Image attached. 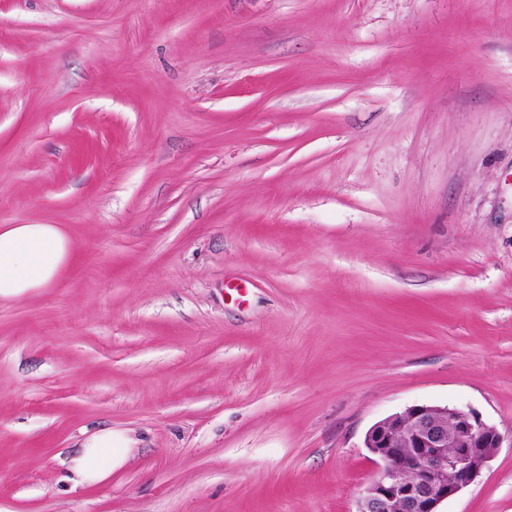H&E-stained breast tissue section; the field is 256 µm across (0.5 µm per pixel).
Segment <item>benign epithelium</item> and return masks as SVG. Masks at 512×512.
Listing matches in <instances>:
<instances>
[{
    "label": "benign epithelium",
    "mask_w": 512,
    "mask_h": 512,
    "mask_svg": "<svg viewBox=\"0 0 512 512\" xmlns=\"http://www.w3.org/2000/svg\"><path fill=\"white\" fill-rule=\"evenodd\" d=\"M502 443L472 410L416 404L392 414L366 433L375 473L356 512H439L478 480Z\"/></svg>",
    "instance_id": "7a95c632"
}]
</instances>
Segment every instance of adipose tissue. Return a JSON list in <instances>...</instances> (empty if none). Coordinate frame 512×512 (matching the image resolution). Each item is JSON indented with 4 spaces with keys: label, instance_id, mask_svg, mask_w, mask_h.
Instances as JSON below:
<instances>
[{
    "label": "adipose tissue",
    "instance_id": "ef3b65f1",
    "mask_svg": "<svg viewBox=\"0 0 512 512\" xmlns=\"http://www.w3.org/2000/svg\"><path fill=\"white\" fill-rule=\"evenodd\" d=\"M71 241L56 224L0 225V300H18L51 286L69 258ZM130 441L99 429L71 449L64 464L73 488L108 481L129 458Z\"/></svg>",
    "mask_w": 512,
    "mask_h": 512
}]
</instances>
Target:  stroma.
I'll return each mask as SVG.
<instances>
[{"label": "stroma", "mask_w": 512, "mask_h": 512, "mask_svg": "<svg viewBox=\"0 0 512 512\" xmlns=\"http://www.w3.org/2000/svg\"><path fill=\"white\" fill-rule=\"evenodd\" d=\"M1 224L71 253L0 301V512H355L415 404L512 512V0H0ZM130 450L129 439L112 428H102L85 437L63 461L72 489L108 481L126 463Z\"/></svg>", "instance_id": "obj_1"}]
</instances>
